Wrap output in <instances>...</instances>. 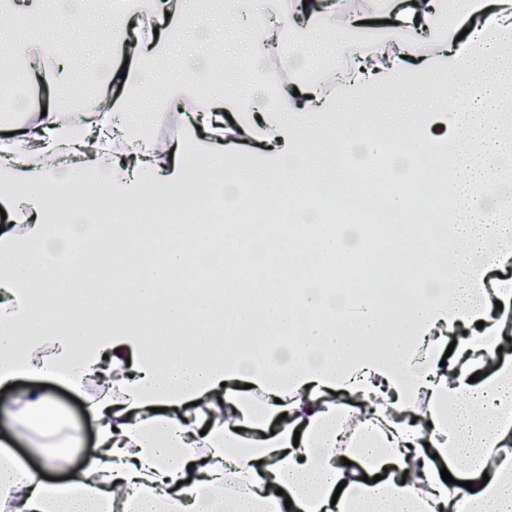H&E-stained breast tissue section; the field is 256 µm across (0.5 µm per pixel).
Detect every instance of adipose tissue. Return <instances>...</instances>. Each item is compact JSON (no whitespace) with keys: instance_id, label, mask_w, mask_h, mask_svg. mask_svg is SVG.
<instances>
[{"instance_id":"ef3b65f1","label":"adipose tissue","mask_w":512,"mask_h":512,"mask_svg":"<svg viewBox=\"0 0 512 512\" xmlns=\"http://www.w3.org/2000/svg\"><path fill=\"white\" fill-rule=\"evenodd\" d=\"M234 0L260 36L242 50L281 82L276 106L254 93H203L204 71L187 56L162 91L155 120L183 109L174 137L134 135L133 114L154 89L149 68L170 48L151 34L166 0H114L111 39L138 58L97 70L92 106L57 100L27 109L0 137V385L23 380L10 410L29 431L31 469L0 447V512H512V195L502 169L445 175L458 212L448 240L408 245L403 264L431 286L395 300L396 333L382 335L378 306L356 288L383 265L373 247L345 254L334 224L315 242L285 236L256 252L237 237L236 207L224 209L219 248L208 212L184 223L171 202L189 168L210 190L255 186L269 213H286L304 184L331 173L341 191H371L370 166L325 170L311 159L284 167L306 138L311 114L339 112L399 77L432 79L451 108L418 112L410 123L386 118L381 136L360 130L366 152L381 137L407 155L446 156L448 147L498 157L501 114L512 103V63L502 34L512 33V0H395L387 34L346 41L340 86L304 83L287 50L288 34L351 27L375 0ZM18 40L0 25V47L26 58L29 77L55 70L52 43ZM99 198L89 224L75 225L80 246L56 236L81 189ZM160 204L131 215L143 187ZM493 199L480 207L479 197ZM225 262L232 286L224 301L181 288L192 271L206 279ZM337 313L327 322L322 302ZM250 336L254 345H237ZM84 392L96 441L71 478L45 482L42 470L68 460L78 425L62 417L41 382ZM451 481H443L442 472Z\"/></svg>"}]
</instances>
